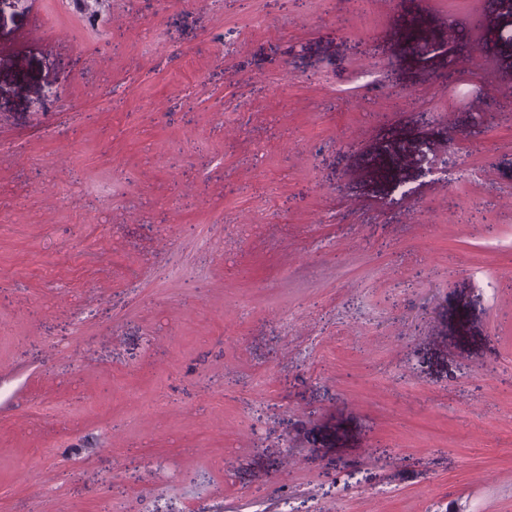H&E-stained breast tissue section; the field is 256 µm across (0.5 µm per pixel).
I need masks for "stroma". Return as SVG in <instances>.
Returning a JSON list of instances; mask_svg holds the SVG:
<instances>
[{"label":"stroma","mask_w":512,"mask_h":512,"mask_svg":"<svg viewBox=\"0 0 512 512\" xmlns=\"http://www.w3.org/2000/svg\"><path fill=\"white\" fill-rule=\"evenodd\" d=\"M509 102L499 0H0V512H512Z\"/></svg>","instance_id":"stroma-1"}]
</instances>
